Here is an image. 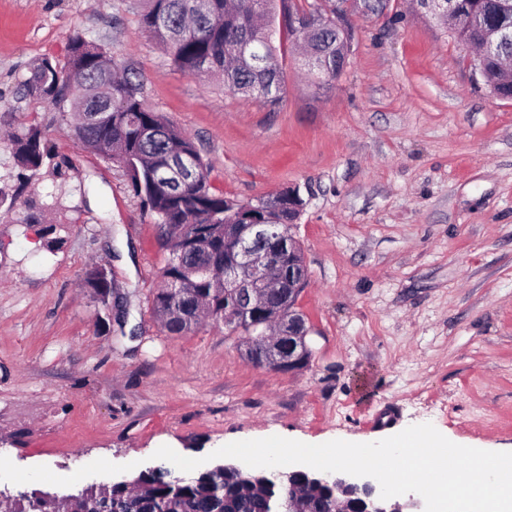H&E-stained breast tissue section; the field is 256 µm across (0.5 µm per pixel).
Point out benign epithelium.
<instances>
[{
  "instance_id": "obj_1",
  "label": "benign epithelium",
  "mask_w": 512,
  "mask_h": 512,
  "mask_svg": "<svg viewBox=\"0 0 512 512\" xmlns=\"http://www.w3.org/2000/svg\"><path fill=\"white\" fill-rule=\"evenodd\" d=\"M377 8L373 0H333V6L322 12L316 4L303 9L294 6L282 8V29L300 38L314 27L317 19L345 33L350 32L349 19L353 16H382L388 12L390 0H383ZM419 12L453 28L462 19L469 20L475 14L478 0H415ZM480 37L475 39L480 46L478 69H483L484 59L491 55L497 44L512 39V33L487 24L476 26ZM277 207L288 209V213L302 212L299 196L293 191L277 194ZM258 208L241 205L236 224L224 225V287L237 293L241 289L279 288L288 294V309L278 313L281 328L279 340L266 347L273 356L278 369L295 370L303 366L310 351L306 343L309 333L306 316L297 310L299 294L305 286L306 268L304 259L291 239L292 220L280 224H268L256 215ZM248 268L252 272L249 283L238 282L237 271ZM318 481L333 485L346 493L353 488H363L366 498L349 504L347 512H425L424 500L411 497L405 502L395 498H380L379 483L370 477H356L346 473H319Z\"/></svg>"
}]
</instances>
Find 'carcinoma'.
<instances>
[{
  "mask_svg": "<svg viewBox=\"0 0 512 512\" xmlns=\"http://www.w3.org/2000/svg\"><path fill=\"white\" fill-rule=\"evenodd\" d=\"M277 0H147L141 24L162 42L175 66L186 73L222 77L234 93L259 92L270 103L280 99L281 75L276 59ZM483 13L512 31V10L499 9L498 0H482ZM342 35L322 25L309 42L308 54L328 66L336 65V43ZM252 46L247 59L233 58V46ZM67 64L45 57L19 81L23 96L37 97L61 107L69 104L72 125L82 145L123 167L132 191L156 216L162 245L169 257L163 285L153 299V312L171 334L190 332L199 317L215 321L235 313L236 302L225 294L224 280L210 275L205 250L224 243V225L236 223L237 205L212 190L207 167L194 142L178 133L162 115L150 110L142 84L132 69L107 58L104 49L77 34L70 38ZM486 79L512 85V74L492 58L484 64ZM18 184L0 185V209H15L31 175L52 159L38 126L30 124L11 140ZM171 155L191 157L195 177L176 187L161 168ZM55 203L31 198L17 223H44ZM85 286L100 301L112 283L103 265L87 270ZM246 357L264 364L262 336L245 340ZM336 490L297 482L278 487L257 472L249 478L220 466L177 481L164 467L142 471L130 486L83 487L43 498L30 493L13 499L11 512H332Z\"/></svg>",
  "mask_w": 512,
  "mask_h": 512,
  "instance_id": "1",
  "label": "carcinoma"
}]
</instances>
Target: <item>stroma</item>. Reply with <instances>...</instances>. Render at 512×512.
<instances>
[{"mask_svg": "<svg viewBox=\"0 0 512 512\" xmlns=\"http://www.w3.org/2000/svg\"><path fill=\"white\" fill-rule=\"evenodd\" d=\"M145 0H0V176L8 136L37 124L54 156L28 193L56 201L61 243L0 211V490L69 492L273 435L374 441L430 423L461 445L512 448V101L493 97L457 35L393 0L351 20L344 71L319 83L291 42L278 105L177 70L140 23ZM143 79L150 109L192 138L211 187L254 203L299 188L290 232L308 270L311 357L258 366L206 320L153 314L168 254L121 167L84 149L65 109L19 98L72 35ZM112 271L102 305L84 288ZM395 408L397 418L376 415Z\"/></svg>", "mask_w": 512, "mask_h": 512, "instance_id": "stroma-1", "label": "stroma"}]
</instances>
